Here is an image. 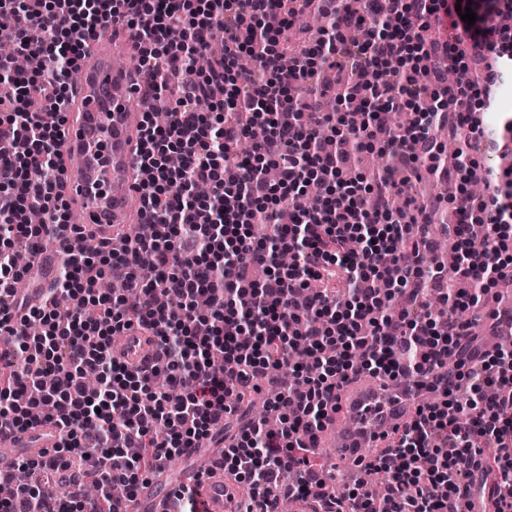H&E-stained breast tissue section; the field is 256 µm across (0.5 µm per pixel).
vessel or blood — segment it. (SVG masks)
I'll use <instances>...</instances> for the list:
<instances>
[{
	"instance_id": "1",
	"label": "vessel or blood",
	"mask_w": 512,
	"mask_h": 512,
	"mask_svg": "<svg viewBox=\"0 0 512 512\" xmlns=\"http://www.w3.org/2000/svg\"><path fill=\"white\" fill-rule=\"evenodd\" d=\"M112 45L98 42L80 65L76 102L63 129L59 156L64 171V192L72 211L84 223L124 225L130 223L139 202L131 174L138 148L139 113L130 111L131 88L125 70L112 62ZM57 244L40 251L35 260L42 278L38 287H23L0 296V305L17 310L19 303L36 307L54 285ZM122 362L138 365L151 361L155 345L139 327L125 330L111 346ZM422 390L414 383L391 382L381 388L350 386L342 398L346 423L326 425L318 435L317 450L337 454L346 464H356L363 449L375 447L382 427L404 424L421 402ZM61 431L52 421H42L22 430L0 432V471L11 470L18 461H42L57 448ZM202 483L206 512H245L251 495L243 484L226 474L220 463L207 473L186 469L182 485ZM174 490L167 468H160L142 482L134 496L123 499L120 512H175Z\"/></svg>"
}]
</instances>
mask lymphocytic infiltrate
<instances>
[{"mask_svg": "<svg viewBox=\"0 0 512 512\" xmlns=\"http://www.w3.org/2000/svg\"><path fill=\"white\" fill-rule=\"evenodd\" d=\"M458 0H0V291L24 277L18 250L37 254L45 234L79 233L57 166L66 110L87 41L109 26L136 30L143 92L169 105L167 125L145 113L136 165L144 180L147 239L102 232L91 254L65 248L57 286L23 316L0 308V430L32 424V392L53 406L62 442L46 462L0 472L11 494L0 512H117L112 487L135 494L161 462L209 437L218 420L249 402L258 378L284 369L268 400L280 427L253 419L224 448L225 470L251 487L256 512L283 473L293 494L343 512H512V352L473 345L470 325L450 313L409 317L391 306L410 279L423 277L428 236L390 206L403 193L400 168L429 163L450 184L456 224L451 250L468 285L451 287V306L478 307L494 288H512V168L484 169L464 147L481 121L469 110L494 105L512 74V0H472L474 24ZM331 21L313 46L282 69L283 46L307 11ZM452 42H430V23ZM42 36H35V29ZM359 39L344 49L345 29ZM223 56L200 69L214 38ZM432 65L434 105L420 107L414 76ZM351 67L343 88L365 112L321 113L327 70ZM209 112H200L198 101ZM50 111L56 123L42 120ZM412 111L391 129L384 116ZM447 127L459 142L454 164L430 135ZM379 144L386 164L371 184L345 177L347 149ZM277 168L278 181L265 177ZM491 187L474 197L472 180ZM47 221L31 224L30 210ZM286 252L293 260L280 265ZM121 281L120 294L96 284ZM155 336L152 363L128 365L111 354L112 337L131 326ZM308 347L315 372L298 367L290 348ZM437 372L439 399L418 408L391 441L375 449L365 472L388 471L386 500L363 485L338 486L310 456L338 390L369 375L409 380ZM467 384L470 395L457 390ZM495 449L486 458L484 449ZM43 482L71 470L78 488L47 497L19 485L18 471Z\"/></svg>", "mask_w": 512, "mask_h": 512, "instance_id": "1", "label": "lymphocytic infiltrate"}]
</instances>
